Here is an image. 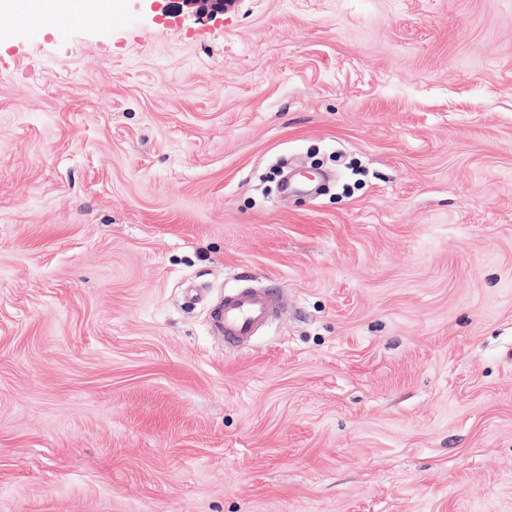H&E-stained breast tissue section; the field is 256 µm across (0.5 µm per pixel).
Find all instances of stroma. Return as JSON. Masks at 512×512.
<instances>
[{
	"label": "stroma",
	"mask_w": 512,
	"mask_h": 512,
	"mask_svg": "<svg viewBox=\"0 0 512 512\" xmlns=\"http://www.w3.org/2000/svg\"><path fill=\"white\" fill-rule=\"evenodd\" d=\"M115 3L0 13V512H512V0ZM58 16L65 17L80 9L88 14H97L112 8V0H52ZM282 308V298L270 288H241L224 294L211 309V327L223 336L225 350L238 349L276 319Z\"/></svg>",
	"instance_id": "35a3bbf8"
}]
</instances>
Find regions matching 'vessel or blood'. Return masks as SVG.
<instances>
[{"label":"vessel or blood","mask_w":512,"mask_h":512,"mask_svg":"<svg viewBox=\"0 0 512 512\" xmlns=\"http://www.w3.org/2000/svg\"><path fill=\"white\" fill-rule=\"evenodd\" d=\"M283 308L280 295L269 288H241L226 294L210 312L211 327L234 350L276 319Z\"/></svg>","instance_id":"obj_1"}]
</instances>
